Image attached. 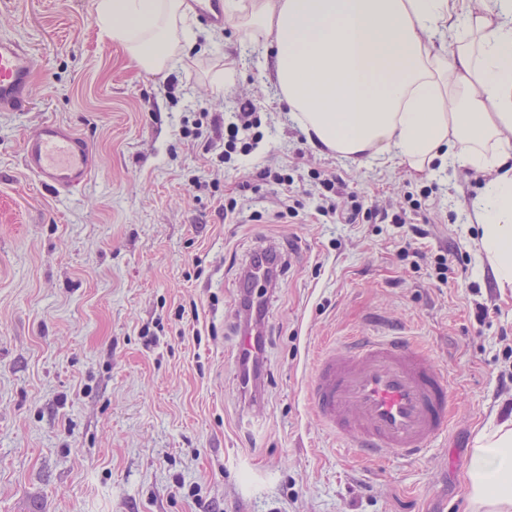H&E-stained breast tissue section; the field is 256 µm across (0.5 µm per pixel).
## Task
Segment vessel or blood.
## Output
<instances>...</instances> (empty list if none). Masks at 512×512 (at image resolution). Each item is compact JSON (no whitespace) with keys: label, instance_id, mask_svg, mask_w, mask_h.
Instances as JSON below:
<instances>
[{"label":"vessel or blood","instance_id":"obj_1","mask_svg":"<svg viewBox=\"0 0 512 512\" xmlns=\"http://www.w3.org/2000/svg\"><path fill=\"white\" fill-rule=\"evenodd\" d=\"M191 5L207 25L223 26V0H191ZM32 79L30 50L0 36V112L29 106ZM20 161L39 183L59 192L82 188L95 167L87 141L51 120L24 138ZM307 398L326 427L373 462L391 455L422 458L451 423L446 373L422 342L398 334L357 336L344 349L323 351Z\"/></svg>","mask_w":512,"mask_h":512}]
</instances>
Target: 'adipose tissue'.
Segmentation results:
<instances>
[{"label":"adipose tissue","instance_id":"obj_1","mask_svg":"<svg viewBox=\"0 0 512 512\" xmlns=\"http://www.w3.org/2000/svg\"><path fill=\"white\" fill-rule=\"evenodd\" d=\"M101 32L163 73L193 42L188 0H94ZM264 36L282 102L312 143L419 172L470 167L480 254L512 290V0H228ZM448 33L451 49L435 48ZM473 512H512V423L479 433Z\"/></svg>","mask_w":512,"mask_h":512}]
</instances>
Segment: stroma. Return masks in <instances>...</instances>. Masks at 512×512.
<instances>
[{"mask_svg": "<svg viewBox=\"0 0 512 512\" xmlns=\"http://www.w3.org/2000/svg\"><path fill=\"white\" fill-rule=\"evenodd\" d=\"M193 27L197 45L151 75L101 39L93 0H0V35L33 65L30 105L0 112V512H472L473 440L512 419L499 384L512 293L481 273L465 207L482 174L314 145L280 101L261 33ZM245 100L273 125L252 156L213 172L205 141ZM200 106L203 138L182 137ZM47 120L92 146L95 172L77 192L41 187L20 163ZM270 156L298 186L336 172L338 207L354 194L405 211L426 231L417 247L447 252L454 279L439 288L429 268L399 261L396 225L327 224L310 205L278 218L285 187L252 178ZM271 244L292 252L265 312L253 402L239 377L241 271ZM388 326L445 364L456 416L428 458L372 465L322 426L306 388L318 349Z\"/></svg>", "mask_w": 512, "mask_h": 512, "instance_id": "1", "label": "stroma"}]
</instances>
